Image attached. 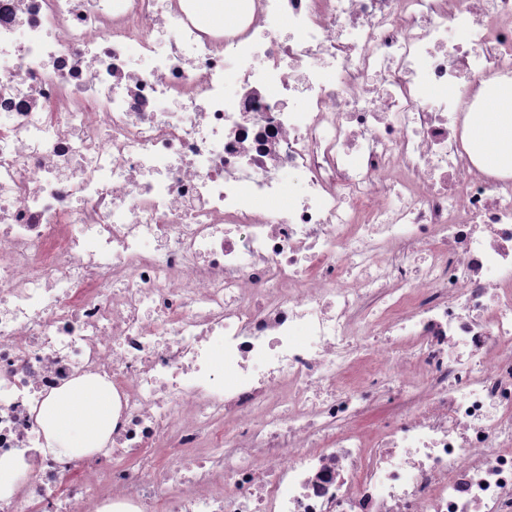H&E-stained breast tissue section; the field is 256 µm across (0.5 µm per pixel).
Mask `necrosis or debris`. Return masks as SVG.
Here are the masks:
<instances>
[{
    "label": "necrosis or debris",
    "instance_id": "necrosis-or-debris-1",
    "mask_svg": "<svg viewBox=\"0 0 512 512\" xmlns=\"http://www.w3.org/2000/svg\"><path fill=\"white\" fill-rule=\"evenodd\" d=\"M240 2L0 0V512H512V0ZM197 12L208 23L224 27L236 15L235 2L231 0H197ZM467 144L486 169L512 170V82L499 84L486 107L470 118ZM37 422L47 438L44 452L73 457L100 448L112 429V386L79 379L42 404Z\"/></svg>",
    "mask_w": 512,
    "mask_h": 512
}]
</instances>
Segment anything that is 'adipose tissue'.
Listing matches in <instances>:
<instances>
[{
    "instance_id": "1",
    "label": "adipose tissue",
    "mask_w": 512,
    "mask_h": 512,
    "mask_svg": "<svg viewBox=\"0 0 512 512\" xmlns=\"http://www.w3.org/2000/svg\"><path fill=\"white\" fill-rule=\"evenodd\" d=\"M467 144L486 169L512 170V82L499 84L470 119ZM37 421L50 454L73 457L102 447L112 429V388L94 378L77 380L42 404Z\"/></svg>"
}]
</instances>
